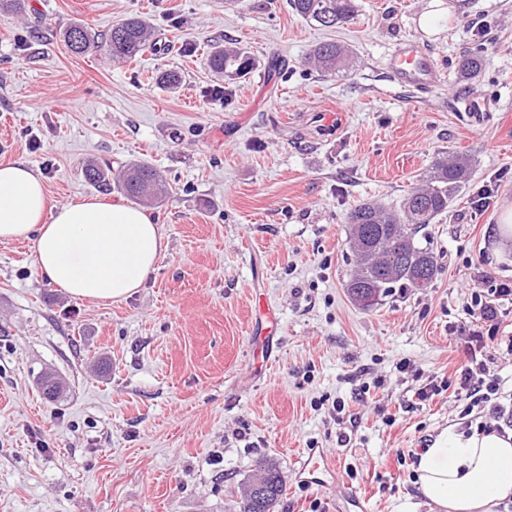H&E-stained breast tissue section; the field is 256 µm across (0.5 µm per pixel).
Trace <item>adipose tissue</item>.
Returning <instances> with one entry per match:
<instances>
[{"label": "adipose tissue", "mask_w": 512, "mask_h": 512, "mask_svg": "<svg viewBox=\"0 0 512 512\" xmlns=\"http://www.w3.org/2000/svg\"><path fill=\"white\" fill-rule=\"evenodd\" d=\"M19 241L48 284L95 303L128 300L167 249L148 210L100 197L57 205L37 169L1 163L0 242ZM412 469L438 512H501L512 504V432L448 426Z\"/></svg>", "instance_id": "1"}]
</instances>
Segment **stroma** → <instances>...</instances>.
Returning a JSON list of instances; mask_svg holds the SVG:
<instances>
[{
	"mask_svg": "<svg viewBox=\"0 0 512 512\" xmlns=\"http://www.w3.org/2000/svg\"><path fill=\"white\" fill-rule=\"evenodd\" d=\"M324 29L287 0H28L0 12V163L38 169L53 203L97 194L92 157L144 161L170 195L152 214L167 250L144 288L96 304L48 285L29 248L0 243V512H228L260 463L284 485L275 512H431L412 452L458 423L454 390L417 392L467 363L480 321L472 293L512 281V0H357ZM145 17L161 49L132 62L72 54L62 30L98 34ZM487 27L489 63L458 61ZM256 61L244 78L213 73L221 41ZM335 40L357 57L322 77L304 61ZM401 43L433 51L444 73L428 94L386 80ZM286 68L287 81L274 71ZM174 71L176 86L156 83ZM491 110L472 123L464 102ZM342 123L325 135L316 111ZM467 154L466 188L429 231L440 271L429 288L361 308L346 292V217L356 204L399 205L434 160ZM496 191L477 211L473 193ZM279 317L263 359L261 306ZM49 369L66 393L44 398ZM343 411H334V403ZM339 471L301 482L307 449ZM356 477H348V467ZM486 61L485 51L481 45H478L461 59L459 70L463 77H474L484 69Z\"/></svg>",
	"mask_w": 512,
	"mask_h": 512,
	"instance_id": "1",
	"label": "stroma"
}]
</instances>
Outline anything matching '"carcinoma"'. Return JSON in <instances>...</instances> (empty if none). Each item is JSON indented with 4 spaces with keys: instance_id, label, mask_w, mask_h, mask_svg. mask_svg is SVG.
Masks as SVG:
<instances>
[{
    "instance_id": "cac0c4a2",
    "label": "carcinoma",
    "mask_w": 512,
    "mask_h": 512,
    "mask_svg": "<svg viewBox=\"0 0 512 512\" xmlns=\"http://www.w3.org/2000/svg\"><path fill=\"white\" fill-rule=\"evenodd\" d=\"M291 9L303 19L321 27L332 28L347 22L357 11L355 0H289ZM68 50L75 55L102 47L109 57L134 61L147 51L157 50L155 30L142 16L132 14L112 24L99 37L83 24H73L62 33ZM486 55L478 46L459 63L462 76L474 77L486 65ZM316 73L331 76L354 70L355 58L350 49L334 42L321 43L309 54ZM207 65L225 78H242L251 72L254 58L238 47L217 45L207 57ZM472 160L465 154L442 157L427 175L407 193L397 208L362 203L347 215L349 241L353 259L347 290L356 303L368 307L369 300L379 302L392 292L416 285L419 270L438 273V260L426 228L448 210V204L469 181ZM85 179L100 188L117 187L130 200L146 206L160 204L169 194L166 178L153 166L132 162L118 172L112 162L93 158L83 168ZM269 490L266 497L254 501L245 496L239 512H274L283 495V484L273 466L264 465Z\"/></svg>"
}]
</instances>
